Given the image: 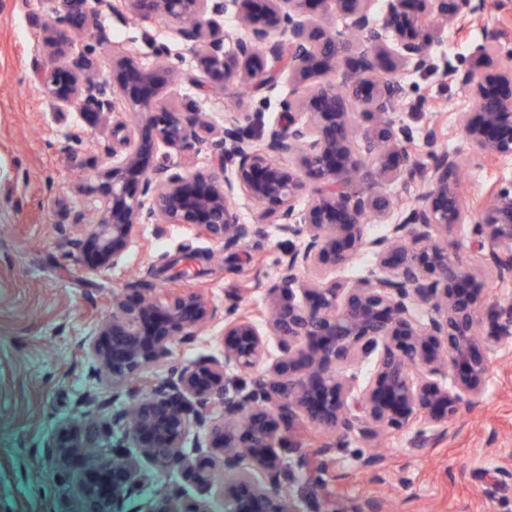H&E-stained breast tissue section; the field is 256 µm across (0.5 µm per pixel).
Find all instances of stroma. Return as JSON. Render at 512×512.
Returning <instances> with one entry per match:
<instances>
[{
    "instance_id": "stroma-1",
    "label": "stroma",
    "mask_w": 512,
    "mask_h": 512,
    "mask_svg": "<svg viewBox=\"0 0 512 512\" xmlns=\"http://www.w3.org/2000/svg\"><path fill=\"white\" fill-rule=\"evenodd\" d=\"M40 11L38 0H0V512H82L80 464L61 472L39 450L73 419L77 398L94 385L77 344L111 318L113 291L130 280H152L162 268L160 287L203 288L216 307L233 300L248 307L262 295L244 293L245 282L272 284L288 239L270 227L228 259L223 245L170 225L158 236L146 232L149 248L132 246L125 271L106 278L94 273L92 255L63 259L55 227L61 207L79 205L72 184L94 180L102 159L86 150L73 159L60 150L80 116L58 112L38 91ZM98 23L111 34L95 49L106 74L113 50L131 41L147 63L153 41L182 50L161 17L106 13ZM406 82L408 96L394 117L416 131L436 127L444 146L462 153L465 202L512 179V161L488 164L468 156L461 117L475 103L465 86L433 73ZM287 92L283 86L264 99L230 86L199 105L218 127L228 112H259L271 122ZM374 452L380 465L363 469L360 458ZM332 457L326 479L338 504L376 500L384 512H512V347L494 355L486 393L461 410L447 433H390L379 445L351 437Z\"/></svg>"
}]
</instances>
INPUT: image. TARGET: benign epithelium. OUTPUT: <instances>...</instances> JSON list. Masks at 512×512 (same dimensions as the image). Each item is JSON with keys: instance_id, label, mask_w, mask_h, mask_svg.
I'll return each instance as SVG.
<instances>
[{"instance_id": "benign-epithelium-1", "label": "benign epithelium", "mask_w": 512, "mask_h": 512, "mask_svg": "<svg viewBox=\"0 0 512 512\" xmlns=\"http://www.w3.org/2000/svg\"><path fill=\"white\" fill-rule=\"evenodd\" d=\"M48 21L38 70L41 91L86 126L112 118V142L99 143L74 125L61 150L81 147L104 161L95 183L76 192L92 208L68 209L57 225L66 256L91 251L102 277L125 267L144 230L167 224L238 249L263 226L297 241L281 253L278 277L256 313L224 309V355L174 362L175 344L196 339L218 320L208 295L195 289L132 282L112 293V319L77 344L89 376L112 387L127 406L112 426L133 442L103 447L105 401L96 389L76 401L79 419L61 427L42 455L67 470L73 456L88 470L112 472V487L81 484L83 512H124L155 471L177 469L193 493L161 489L151 512H299L302 490L320 486L329 455L350 436L374 440L425 425L447 432L462 408L481 398L491 359L512 338V298L484 303L485 275L512 279V181L491 187L472 207L460 192L462 160L422 131L424 165L411 151L414 132L394 118L407 95L403 76L442 72L468 87L474 115L463 133L482 161L512 158V65L499 62V30L486 0H40ZM341 18L342 28L316 24L310 8ZM105 11L176 25L183 53L152 44L156 63L135 45L112 57L102 76L95 45L110 34L95 19ZM235 17L240 34L224 31ZM482 23L494 36L473 62L436 56L442 34ZM225 85L279 99L282 117L259 124L258 113H229L217 128L194 103L171 101L186 78L185 56ZM341 73V86L333 77ZM369 123L352 131L350 105ZM204 154L206 171L193 170ZM415 188L394 218L395 202L379 187ZM256 206L253 223L238 201ZM385 224L383 235L368 225ZM465 230L468 259L447 242ZM360 255L365 274H332ZM491 329L477 332L484 316ZM169 364L164 376L145 368ZM370 365L367 375L356 368ZM266 365L250 379L242 374ZM224 408L213 417L214 408ZM333 436L312 454L300 429ZM292 457L285 458V453Z\"/></svg>"}]
</instances>
